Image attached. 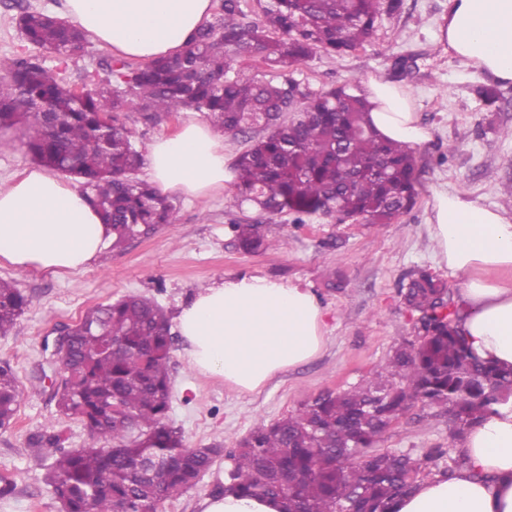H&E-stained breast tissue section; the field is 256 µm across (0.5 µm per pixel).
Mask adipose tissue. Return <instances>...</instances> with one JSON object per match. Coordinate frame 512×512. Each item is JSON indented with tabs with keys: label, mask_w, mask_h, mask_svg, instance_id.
I'll list each match as a JSON object with an SVG mask.
<instances>
[{
	"label": "adipose tissue",
	"mask_w": 512,
	"mask_h": 512,
	"mask_svg": "<svg viewBox=\"0 0 512 512\" xmlns=\"http://www.w3.org/2000/svg\"><path fill=\"white\" fill-rule=\"evenodd\" d=\"M211 0H62L77 23L113 55L140 61L181 51L210 16ZM439 39L453 56L497 81H512V0H448ZM363 90L370 122L387 140L410 147L429 135L407 87L370 78ZM148 171L161 190L205 198L231 179L224 135L186 120L156 139ZM429 232L438 264L458 280L455 326L482 359L512 368V219L469 194H432ZM109 230L86 195L41 169L0 187V258L19 270H76L97 260ZM191 368L239 392L258 390L318 357L324 313L309 290L240 276L197 291L177 316ZM464 462L448 478L418 486L398 512H512V400L469 430ZM200 512H278L270 499L213 494Z\"/></svg>",
	"instance_id": "ef3b65f1"
}]
</instances>
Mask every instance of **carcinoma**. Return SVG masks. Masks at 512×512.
I'll list each match as a JSON object with an SVG mask.
<instances>
[{"instance_id": "1", "label": "carcinoma", "mask_w": 512, "mask_h": 512, "mask_svg": "<svg viewBox=\"0 0 512 512\" xmlns=\"http://www.w3.org/2000/svg\"><path fill=\"white\" fill-rule=\"evenodd\" d=\"M245 19L239 0H222L213 21L186 48L139 67L119 61L78 91L37 56L0 75V130L27 125L23 145L40 165L79 180L112 229L114 250L178 222L173 200L135 177L142 164L132 135L116 125L134 106L157 121L193 109L231 136L264 135L235 160L236 198L272 219L316 214L389 224L415 204L416 164L409 147L382 139L369 119L358 79L311 91L288 74L315 52L341 56L372 35L381 11L401 0H257ZM32 45L63 57L85 49L77 26L38 11L17 19ZM258 54L276 70L265 79L233 64ZM295 112L285 122L281 117ZM235 247L267 245L259 223L229 225ZM399 289L415 315L414 340L395 348L374 377L325 391L239 440L217 493L274 500L279 512H395L399 500L431 475L453 473V444L512 395V369L476 356L455 330L459 306L447 284L425 268ZM28 298L0 279V335L9 334ZM67 336L59 411L81 421L92 443L66 449L60 433L33 445L49 460L47 482L67 512H155L195 486L218 449L190 448L168 424L171 323L158 302L132 294L88 309ZM22 399L20 381L0 364V429L10 428ZM448 421L446 448L417 454L374 451L411 407Z\"/></svg>"}]
</instances>
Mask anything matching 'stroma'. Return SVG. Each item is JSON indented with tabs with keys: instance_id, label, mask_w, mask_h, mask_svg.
<instances>
[{
	"instance_id": "obj_1",
	"label": "stroma",
	"mask_w": 512,
	"mask_h": 512,
	"mask_svg": "<svg viewBox=\"0 0 512 512\" xmlns=\"http://www.w3.org/2000/svg\"><path fill=\"white\" fill-rule=\"evenodd\" d=\"M58 4L0 0V73L16 58L38 54L69 84L80 87L102 76L110 53L96 42H89L81 55L59 57L39 53L21 35L16 23L21 10L52 12ZM447 13L448 0H402L398 12L378 17L363 47L340 57L319 51L292 68L294 78L313 91L380 75L409 88L429 138L413 150L416 203L391 223H339L315 215L298 224L284 213L264 223L271 248L245 254L232 245L228 226L260 213L238 205L228 183L208 199L178 197L177 224L124 250H105L90 266L58 273L19 271L0 259V278L17 281L29 300L10 335L0 336V363L11 365L22 388L15 423L0 430V476L14 484L13 495L0 498V512H58L46 482L47 462L29 446L32 436L60 432L68 448L90 441L84 425L57 407L59 365L49 351L56 329L75 323L89 307L142 294L155 298L174 318L199 288L240 275L292 282L314 294L324 311L322 352L252 393H238L195 373L182 338H175L169 422L192 447H234L257 424L295 411L319 392L341 391L371 377L395 347L413 338L414 318L399 296L403 277L423 267L448 288L457 286L434 259L432 190H463L480 205L512 215V196L503 191L512 180V138L504 134L512 128V82H492L443 51L438 35ZM488 86L497 92L495 102L478 93ZM184 118L180 112L149 122L133 107L119 115L143 153L156 138L175 133ZM447 444L445 418L417 405L391 425L377 449L416 453ZM229 465L225 456H217L195 487L162 502L159 512H199L200 500L211 494Z\"/></svg>"
}]
</instances>
